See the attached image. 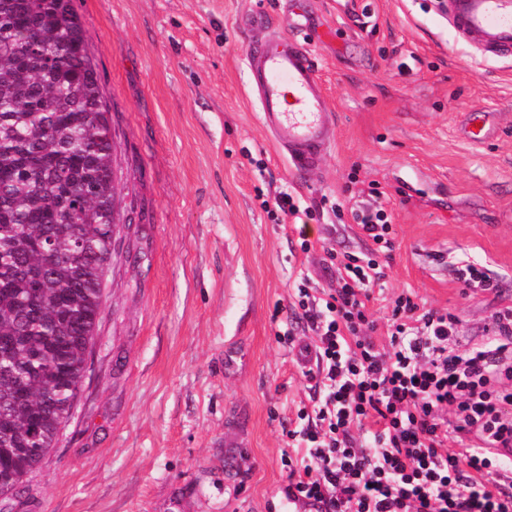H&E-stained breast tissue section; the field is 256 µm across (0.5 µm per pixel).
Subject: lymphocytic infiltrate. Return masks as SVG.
I'll return each mask as SVG.
<instances>
[{
  "label": "lymphocytic infiltrate",
  "mask_w": 512,
  "mask_h": 512,
  "mask_svg": "<svg viewBox=\"0 0 512 512\" xmlns=\"http://www.w3.org/2000/svg\"><path fill=\"white\" fill-rule=\"evenodd\" d=\"M372 246L327 250L335 288L297 285L292 311L313 334L281 343L313 355L302 374L314 392L288 430L285 493L315 512H512V305L494 315L485 340L461 343L459 318L399 294L377 348L367 308L392 251L384 206L354 212Z\"/></svg>",
  "instance_id": "lymphocytic-infiltrate-1"
}]
</instances>
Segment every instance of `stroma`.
Masks as SVG:
<instances>
[{"label":"stroma","instance_id":"stroma-1","mask_svg":"<svg viewBox=\"0 0 512 512\" xmlns=\"http://www.w3.org/2000/svg\"><path fill=\"white\" fill-rule=\"evenodd\" d=\"M285 0H72L113 141L118 236L88 370L59 440L0 512H270L283 429L312 393L275 306L330 280L323 248L368 243L350 215L393 217L372 288L379 324L408 291L484 336L512 304V56L456 39L438 0H307L336 143L317 174L289 169L247 83L240 17ZM490 112L488 143L464 138ZM320 210L305 254L257 193ZM341 202L344 217L330 205ZM478 261L499 288L464 293Z\"/></svg>","mask_w":512,"mask_h":512}]
</instances>
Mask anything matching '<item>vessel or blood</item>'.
I'll use <instances>...</instances> for the list:
<instances>
[{
    "label": "vessel or blood",
    "instance_id": "obj_1",
    "mask_svg": "<svg viewBox=\"0 0 512 512\" xmlns=\"http://www.w3.org/2000/svg\"><path fill=\"white\" fill-rule=\"evenodd\" d=\"M445 13L457 37L483 55L512 53V0H445ZM244 27L246 69L261 125L292 170L312 173L332 145L334 128L309 27L299 20L281 32L258 15L248 16Z\"/></svg>",
    "mask_w": 512,
    "mask_h": 512
}]
</instances>
